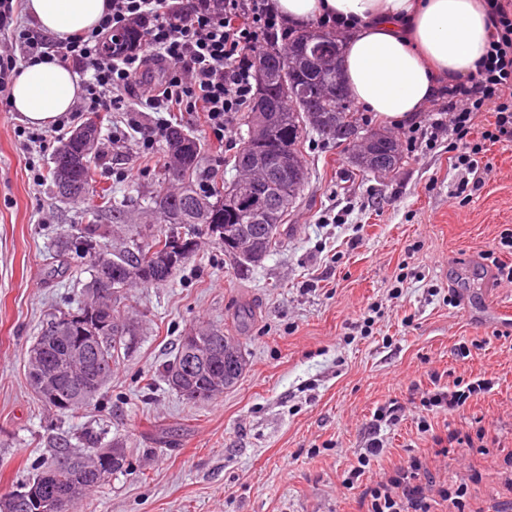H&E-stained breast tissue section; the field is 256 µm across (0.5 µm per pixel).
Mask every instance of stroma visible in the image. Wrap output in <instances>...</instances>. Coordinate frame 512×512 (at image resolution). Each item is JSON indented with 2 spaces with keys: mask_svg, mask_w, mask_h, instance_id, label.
Masks as SVG:
<instances>
[{
  "mask_svg": "<svg viewBox=\"0 0 512 512\" xmlns=\"http://www.w3.org/2000/svg\"><path fill=\"white\" fill-rule=\"evenodd\" d=\"M100 112L97 185L115 198L147 197L164 163L158 116ZM203 148V169L233 181L236 147H222L196 116L178 118ZM27 123L0 104V496L50 458L54 438L80 448L85 434L126 440L130 467L79 512H366L359 489L419 457L438 481L468 484L485 512L512 502V327L496 325L487 302L512 303L496 265L512 228V152L494 149L481 187L451 166L447 143L411 141L394 127L405 162L393 177L361 173L347 151L305 137L308 179L289 210L279 247L238 272L214 237L159 287L124 293L138 335L112 379L76 413L42 403L27 379V351L48 312L74 309L91 279L81 252L55 258L59 237L92 223L84 201L58 198L48 174L68 130L42 152ZM252 316L241 321L242 309ZM223 329L247 360L218 399L193 402L163 379L182 336ZM470 349L457 354L459 344ZM442 383L494 378L493 389L458 412L423 411L411 398ZM404 405L381 429L384 451L346 490L342 480L367 445L376 408ZM431 423L422 432L420 420ZM485 430L486 453L437 455L432 434ZM480 482H471L472 474Z\"/></svg>",
  "mask_w": 512,
  "mask_h": 512,
  "instance_id": "35a3bbf8",
  "label": "stroma"
}]
</instances>
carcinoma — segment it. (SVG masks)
<instances>
[{
	"label": "carcinoma",
	"instance_id": "1",
	"mask_svg": "<svg viewBox=\"0 0 512 512\" xmlns=\"http://www.w3.org/2000/svg\"><path fill=\"white\" fill-rule=\"evenodd\" d=\"M143 33L138 27L113 32L105 36L102 51L119 55L141 47ZM340 53L336 36L322 30H304L296 33L283 51L275 44L268 45L261 54L254 56V66L269 71L289 67L290 94L279 88L257 92L250 113L267 112L273 118L272 128L276 144L272 153L286 152L288 160L296 164L298 179L288 186V203L271 209L272 223L263 228L259 250L249 260L238 262L240 270L261 263L280 242V227L288 208L300 194L306 180V161L301 151L305 135L314 132L322 139L343 145L347 139L363 132V127L349 111L348 93L336 82V68L319 64L325 57L334 58ZM88 132L83 140L67 137L53 157L50 169L56 194L63 199L85 200L94 194L97 175V144L101 128L91 120L81 126ZM380 140L373 144L374 161H368L356 168L363 172H377L386 176L398 173L403 164V155L396 138L385 131L377 130ZM162 150L168 157V164L179 163L181 187L176 192L158 186L148 196V202L156 213V224L149 233L138 230L130 232L129 241L121 247L103 249L100 242L113 234V225L126 223L134 199L121 201L112 199V192L103 189L97 193L100 204L92 212L109 216V224H88L72 246L79 249L87 259L92 279L86 288L87 298L77 307V314L86 309L98 311L95 318L102 323L97 330L98 338L90 348L94 353L84 363L70 361V341H59L56 336L44 333L37 337L42 345L41 362L47 365L63 364L61 376L55 380V391L61 400L57 410L74 413L96 397L112 377V369L122 353L131 349L135 337L134 326L127 321L124 309L120 307L121 292L133 283L144 286L163 285L198 249V239L203 233L224 244L221 229L224 228V187L213 184L199 187L195 183L202 159V147L198 138L176 125L167 126L162 133ZM184 236L181 256L169 261L167 251L169 239ZM117 266L122 277L107 284L111 292L102 294L100 270ZM203 350L212 347L224 349L234 345L231 337L218 329L196 332ZM184 388L211 400L224 393V369L214 370L212 363L204 361L196 365ZM112 448V464L109 468L98 467L94 454L105 453L107 449L88 438L86 446L76 452L65 449L55 451V461L64 464L68 477L57 486L58 495L74 499L70 512H77L78 506L87 494L109 477L127 471L129 459L123 443L116 441Z\"/></svg>",
	"mask_w": 512,
	"mask_h": 512
}]
</instances>
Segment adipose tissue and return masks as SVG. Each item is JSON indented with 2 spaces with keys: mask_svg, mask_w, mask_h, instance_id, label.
I'll use <instances>...</instances> for the list:
<instances>
[{
  "mask_svg": "<svg viewBox=\"0 0 512 512\" xmlns=\"http://www.w3.org/2000/svg\"><path fill=\"white\" fill-rule=\"evenodd\" d=\"M108 0H26L39 29L63 39L95 28ZM278 11L303 25L328 16L354 25L344 46V82L353 100L386 124L414 119L442 78L473 74L485 55L490 21L480 0H276ZM81 93L76 74L49 60H31L11 88L14 111L49 126Z\"/></svg>",
  "mask_w": 512,
  "mask_h": 512,
  "instance_id": "obj_1",
  "label": "adipose tissue"
}]
</instances>
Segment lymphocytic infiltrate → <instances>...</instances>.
<instances>
[{"mask_svg": "<svg viewBox=\"0 0 512 512\" xmlns=\"http://www.w3.org/2000/svg\"><path fill=\"white\" fill-rule=\"evenodd\" d=\"M492 18L489 48L475 74L439 88L427 109V125L416 132L426 142L452 138L458 144L453 166L473 177L491 170L489 147L512 148V0H484ZM22 0H0V30L12 29L13 43L0 49V94L7 91L16 69L15 48L28 58L69 64L81 77L82 93L74 112L112 111L123 92L143 86L137 100L142 112H200L219 141L232 140L237 120L255 96L254 51L270 37L287 40L295 27L273 0H203L177 8L172 0H108L95 30L66 40L36 38L15 25ZM137 23L145 46L118 58L100 50L102 33ZM159 64L152 75L150 64ZM488 121L477 127L475 119ZM466 512L468 487L456 482L434 486L419 459L395 469L392 476L364 488L367 512H431L429 491Z\"/></svg>", "mask_w": 512, "mask_h": 512, "instance_id": "obj_1", "label": "lymphocytic infiltrate"}]
</instances>
